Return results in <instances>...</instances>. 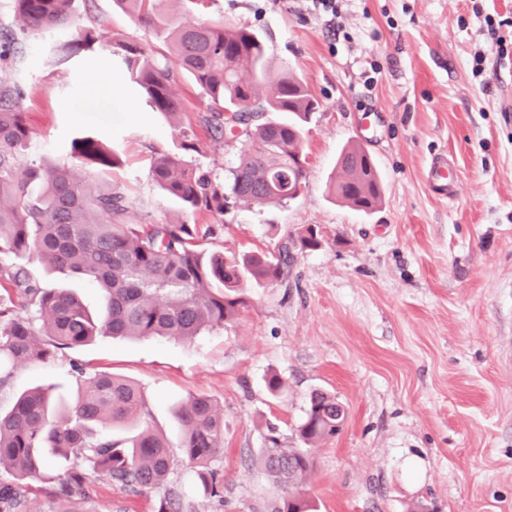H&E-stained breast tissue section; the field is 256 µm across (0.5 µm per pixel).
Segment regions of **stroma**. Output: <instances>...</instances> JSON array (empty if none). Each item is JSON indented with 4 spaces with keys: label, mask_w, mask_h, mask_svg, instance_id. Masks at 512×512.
<instances>
[{
    "label": "stroma",
    "mask_w": 512,
    "mask_h": 512,
    "mask_svg": "<svg viewBox=\"0 0 512 512\" xmlns=\"http://www.w3.org/2000/svg\"><path fill=\"white\" fill-rule=\"evenodd\" d=\"M340 29L311 0H174L179 20H224L261 37L273 68L308 83L319 108L303 135L306 186L278 206H237L186 215L152 178L161 155L223 181L241 144L214 137L208 100L188 74L173 91L176 117L146 104L108 50L72 56L61 45L92 28L103 40L153 46L150 32L114 0H74L72 27L27 38L0 78L20 85L33 131L30 156L70 159L73 139L93 135L119 158L109 177L127 193L137 224L197 225L212 252L276 250L315 226L318 249L298 254L287 282L244 285L246 307L230 324L189 342L98 337L50 363L16 367L0 410L35 385L71 402L97 373L133 381L142 425L178 446L175 410L189 396L224 409V447L211 466L224 497L204 495L177 464L170 486L183 512H275L287 488L257 461L268 434L299 447L294 432L312 391L335 395L346 420L312 450L300 485L315 512H512V28L491 35L487 19H512V0H338ZM485 62L473 74L474 54ZM107 80H100V73ZM191 145L181 151V142ZM375 159L382 204L357 211L326 189L341 150ZM446 155L458 193H439L427 168ZM29 276L73 289L87 309L104 298L79 277L49 274L37 257ZM286 388L270 395L269 373ZM159 492L95 481L85 512H155Z\"/></svg>",
    "instance_id": "stroma-1"
}]
</instances>
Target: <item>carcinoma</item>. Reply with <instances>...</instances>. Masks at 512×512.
Segmentation results:
<instances>
[{"instance_id": "obj_1", "label": "carcinoma", "mask_w": 512, "mask_h": 512, "mask_svg": "<svg viewBox=\"0 0 512 512\" xmlns=\"http://www.w3.org/2000/svg\"><path fill=\"white\" fill-rule=\"evenodd\" d=\"M16 27L0 36V63L14 55L20 40L72 23L73 0H11ZM171 0H116L137 16L169 51L159 63L141 45L109 43L132 81L157 112L174 116L181 103L172 88L177 69L190 74L208 98L205 124L224 137L242 131L238 164L223 184L189 164L178 153L165 154L153 166L159 188L176 198L187 214L199 210L222 215L230 205L280 204L288 187L305 185L306 169L289 164L302 151V124L317 108L308 84L294 71H274L265 45L244 27L224 22L187 24L170 13ZM100 36L87 30L64 48L68 54L92 48ZM22 90L0 79V256L24 259L34 253L58 275L79 276L105 299L103 317L92 316L66 288H42L22 265L10 274L40 318L13 312L0 303V386L10 368L47 362L61 349H80L100 335L130 339L190 340L204 329L232 322L246 305L241 283H281L293 253L319 246L317 231L307 227L286 239L278 252L207 253L197 243L196 225L133 224L130 202L112 185H93L74 177L66 164L28 159L32 131L20 100ZM274 112H289L283 123ZM80 163L104 171L118 158L100 140L72 141ZM330 193L350 206L370 211L383 190L370 154L345 149L336 165ZM341 404L331 394L311 393L297 426L302 448H286L275 436L259 452L266 477L294 488L312 466L308 448L338 433ZM143 398L131 380L100 373L83 381L74 400L62 405L51 388L36 386L18 395L0 413V512H24L28 495L41 490L48 512H81L73 495L94 480L106 479L135 492L161 490L157 512H182L178 496L167 488L177 462L191 468L212 497L224 499V476L211 468L224 446V413L207 395H192L177 410L182 426L181 460L168 441L145 428L130 439L108 429L141 417ZM41 480L44 485L33 487ZM298 493L283 498L276 512H311Z\"/></svg>"}]
</instances>
